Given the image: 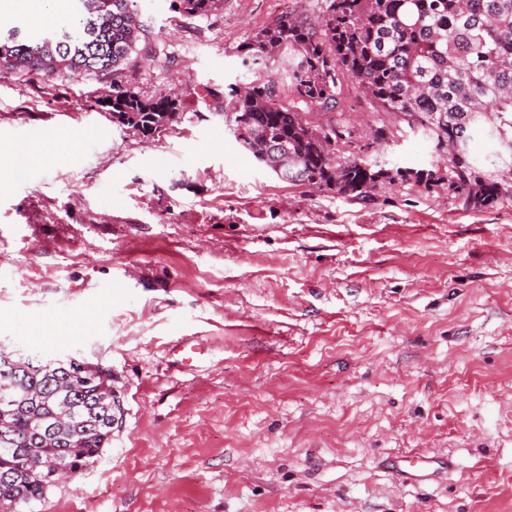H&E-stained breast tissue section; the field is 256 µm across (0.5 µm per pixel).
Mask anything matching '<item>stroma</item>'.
Here are the masks:
<instances>
[{
	"label": "stroma",
	"instance_id": "obj_1",
	"mask_svg": "<svg viewBox=\"0 0 512 512\" xmlns=\"http://www.w3.org/2000/svg\"><path fill=\"white\" fill-rule=\"evenodd\" d=\"M123 84L175 95L146 139L99 101L108 75L0 77V146L82 138L0 190V347L110 369L112 440L32 512H512V205L443 189L372 201L278 179L224 123L237 50L307 0H221L172 25ZM438 162L423 135L376 149ZM58 319L54 340L30 322ZM448 458L420 485L385 459Z\"/></svg>",
	"mask_w": 512,
	"mask_h": 512
}]
</instances>
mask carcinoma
<instances>
[{
	"instance_id": "1",
	"label": "carcinoma",
	"mask_w": 512,
	"mask_h": 512,
	"mask_svg": "<svg viewBox=\"0 0 512 512\" xmlns=\"http://www.w3.org/2000/svg\"><path fill=\"white\" fill-rule=\"evenodd\" d=\"M217 0H174L183 17L204 18ZM163 57L134 0H76L51 30L18 26L0 31V76L54 80L74 73L117 74L139 51ZM254 65L288 59V83L258 70L231 86L224 122L258 163L279 179L365 201L384 183L441 187L465 209L512 202V161L486 171L471 149L484 137L512 157V0H314L313 15L288 14L255 30L238 46ZM353 84L377 116L372 142L354 145L343 123L315 125V108L344 111ZM119 122L150 138L179 110L169 95L144 98L112 80L105 104ZM422 133L448 160L441 170H391L370 159L374 144ZM104 380H82L70 361L51 376L31 364L13 369L0 357V404L14 405L8 434L0 433V503L24 509L54 486L52 463L86 467L112 440L120 397L104 399ZM70 405L79 427L46 438L58 404ZM42 461L35 477L30 459Z\"/></svg>"
}]
</instances>
